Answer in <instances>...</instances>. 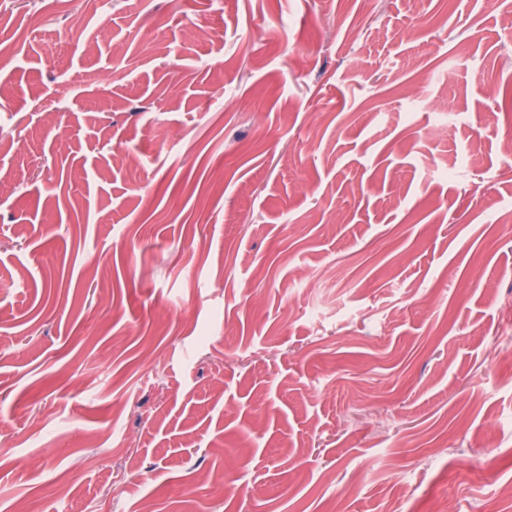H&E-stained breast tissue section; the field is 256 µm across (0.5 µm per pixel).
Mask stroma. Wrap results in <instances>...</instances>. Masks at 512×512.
Returning <instances> with one entry per match:
<instances>
[{"label": "stroma", "instance_id": "35a3bbf8", "mask_svg": "<svg viewBox=\"0 0 512 512\" xmlns=\"http://www.w3.org/2000/svg\"><path fill=\"white\" fill-rule=\"evenodd\" d=\"M0 44V512L512 477V0H5Z\"/></svg>", "mask_w": 512, "mask_h": 512}]
</instances>
